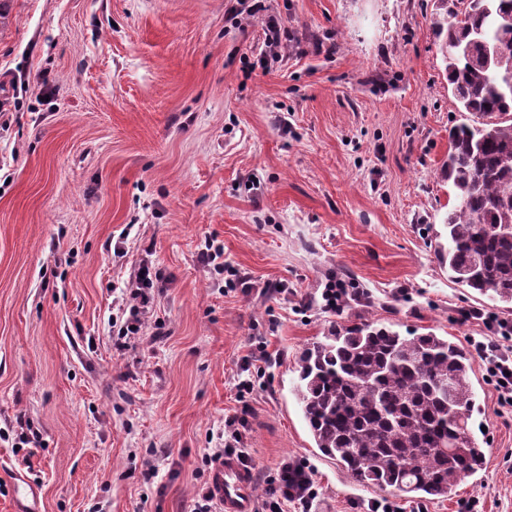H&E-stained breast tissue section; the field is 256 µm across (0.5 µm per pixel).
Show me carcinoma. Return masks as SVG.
<instances>
[{
	"mask_svg": "<svg viewBox=\"0 0 512 512\" xmlns=\"http://www.w3.org/2000/svg\"><path fill=\"white\" fill-rule=\"evenodd\" d=\"M448 85L476 118L448 132L443 172L456 204L438 257L451 280L512 310V0H441ZM472 357L434 333L359 323L334 328L301 358L296 396L317 448L361 484L424 500L450 497L482 469L469 428Z\"/></svg>",
	"mask_w": 512,
	"mask_h": 512,
	"instance_id": "carcinoma-1",
	"label": "carcinoma"
}]
</instances>
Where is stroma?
Segmentation results:
<instances>
[{
    "label": "stroma",
    "mask_w": 512,
    "mask_h": 512,
    "mask_svg": "<svg viewBox=\"0 0 512 512\" xmlns=\"http://www.w3.org/2000/svg\"><path fill=\"white\" fill-rule=\"evenodd\" d=\"M232 4L0 0V428L21 415L39 436L0 441V512L18 473L43 512H191L236 412L253 498L290 459L313 473L312 512L376 499L512 512V412L481 363L485 464L444 501L356 483L316 447L294 392L301 352L332 327L391 324L465 349L480 329L460 310H497L435 251L455 204L448 130L471 120L448 89L437 0H264L289 38L264 67L260 19L236 24ZM209 240L223 274L198 260ZM148 246L164 328L119 351L112 319ZM235 274L252 293L225 290ZM335 279L368 301L322 312ZM260 340L276 363L238 395Z\"/></svg>",
    "instance_id": "obj_1"
}]
</instances>
